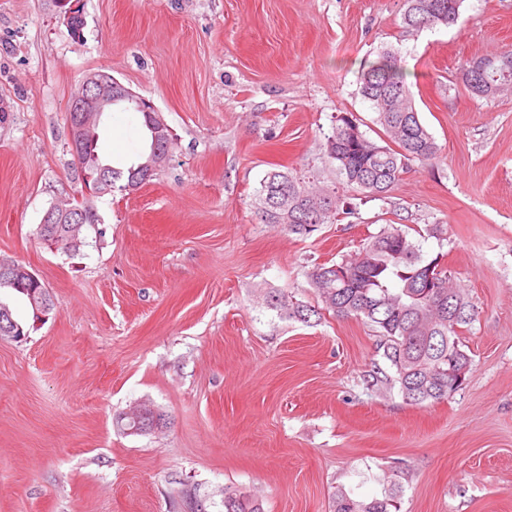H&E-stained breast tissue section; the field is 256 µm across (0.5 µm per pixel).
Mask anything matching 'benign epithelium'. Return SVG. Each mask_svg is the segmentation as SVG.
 <instances>
[{
    "label": "benign epithelium",
    "mask_w": 512,
    "mask_h": 512,
    "mask_svg": "<svg viewBox=\"0 0 512 512\" xmlns=\"http://www.w3.org/2000/svg\"><path fill=\"white\" fill-rule=\"evenodd\" d=\"M60 14L68 27L82 17L81 0H60L57 3ZM119 100L136 103L139 109L151 113L150 131L153 147L137 162L136 169L152 174L166 167L172 158L171 130L162 114L149 101L135 95L112 74L104 71H92L83 79L78 92L69 107V146L78 164L83 178L87 172L95 175L92 187L84 188L87 197H101L112 193L111 167L102 163L94 147L98 139V127L105 113L112 111V105ZM95 210L77 209L72 201L52 203L44 212L39 230L44 231L52 224H73L75 230L68 233L70 249L77 250L84 238L78 233L81 226L92 222ZM39 276L34 270L18 263L0 261V286L16 288L23 281H37ZM48 289L28 294V301L35 314L36 321L44 322L54 313L47 300Z\"/></svg>",
    "instance_id": "benign-epithelium-1"
}]
</instances>
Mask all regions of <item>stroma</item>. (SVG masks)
<instances>
[{"mask_svg": "<svg viewBox=\"0 0 512 512\" xmlns=\"http://www.w3.org/2000/svg\"><path fill=\"white\" fill-rule=\"evenodd\" d=\"M74 37L53 0H0V257L31 267L56 313L0 341V512H334L403 486L400 512H512V91L469 95L463 61L512 49V0H464L457 23L410 33L405 0H82ZM402 59L439 154L386 199L347 188L325 152L337 116L382 141L359 92L381 51ZM105 71L161 111L169 163L95 198L101 224L69 255L41 242L44 211L76 195L67 113ZM139 113L105 114L97 151L127 167ZM287 167L357 206L308 236L262 223L253 197ZM393 224L445 253L478 311L468 379L413 405L367 390L376 331L323 312L304 324L263 301L318 304L306 272ZM441 227L442 238L430 230ZM165 418L142 435L119 413ZM224 512H263L258 499L237 489L225 488Z\"/></svg>", "mask_w": 512, "mask_h": 512, "instance_id": "1", "label": "stroma"}]
</instances>
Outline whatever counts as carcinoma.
Instances as JSON below:
<instances>
[{
	"instance_id": "obj_1",
	"label": "carcinoma",
	"mask_w": 512,
	"mask_h": 512,
	"mask_svg": "<svg viewBox=\"0 0 512 512\" xmlns=\"http://www.w3.org/2000/svg\"><path fill=\"white\" fill-rule=\"evenodd\" d=\"M464 0H406L403 24L416 32L457 23ZM488 65L483 87L464 89L488 98L512 88V50L483 55ZM360 92L376 114L384 143L364 133L354 138L336 118L326 151L343 182L374 199H384L410 161L433 162L438 146L412 104L398 54L384 51L364 66ZM254 206L265 224H280L289 233L308 236L323 224H336L354 214L352 203L338 204L330 192L314 188L287 170H270L260 182ZM323 309L338 317H360L380 337L385 365L375 362L363 374L366 388L394 389L412 404L452 397L460 372H469L471 356L462 334L477 317L465 289L457 286L441 258H423L420 244L392 225L372 235L339 262L313 265L306 272ZM268 307L308 324L321 310L288 304L280 293L265 295ZM402 486L393 482L379 498L355 500L336 495L335 512H399ZM224 512H263L258 499L237 489H224Z\"/></svg>"
}]
</instances>
